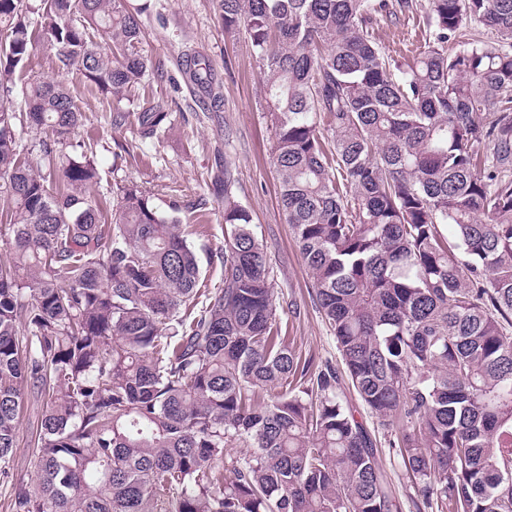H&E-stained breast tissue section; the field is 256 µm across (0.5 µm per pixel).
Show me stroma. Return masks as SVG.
I'll list each match as a JSON object with an SVG mask.
<instances>
[{
	"label": "stroma",
	"instance_id": "obj_1",
	"mask_svg": "<svg viewBox=\"0 0 512 512\" xmlns=\"http://www.w3.org/2000/svg\"><path fill=\"white\" fill-rule=\"evenodd\" d=\"M416 5V17L378 23L377 35L387 54L402 55L423 44L426 34L418 17L427 11L428 0H416ZM142 24L143 50L153 71L133 102L112 103L80 75L59 71L54 50L41 43L35 44L16 85L54 82L74 96L82 119L69 141L92 152L100 173L94 193L108 207H115L123 189L132 186L149 193L163 215L172 199L202 202V211L181 215L200 266L201 293L180 308V316L192 318L206 293L221 281L222 189L228 184L234 200L250 210L254 232L267 254L277 321L287 343L316 363L340 365L336 339L311 295L305 263L277 203L273 131L261 110L260 68L250 41L244 32L225 31L216 0H152ZM189 53L209 64L220 105H213L190 81L184 65ZM155 103L171 112L172 124L159 137L140 139L137 117L128 108ZM118 109L128 118L117 128L109 114ZM130 142L134 151L120 153V145ZM44 411L42 400L26 397L10 468L0 474V512H10L15 491L35 477L39 450L34 438Z\"/></svg>",
	"mask_w": 512,
	"mask_h": 512
}]
</instances>
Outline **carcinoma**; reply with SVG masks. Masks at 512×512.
I'll return each mask as SVG.
<instances>
[{
    "mask_svg": "<svg viewBox=\"0 0 512 512\" xmlns=\"http://www.w3.org/2000/svg\"><path fill=\"white\" fill-rule=\"evenodd\" d=\"M219 8L260 63L279 205L343 371L279 336L266 253L229 177L221 287L188 322L179 308L200 267L181 201L162 216L128 187L108 218L93 157L64 152L81 116L68 90L35 82L17 111L36 38L59 70L133 101L148 70L142 9L0 0L13 233L0 257L1 473L24 396L46 403L36 479L12 512H401L344 381L390 434L417 512H512V0H429L430 37L402 63L373 24L413 0ZM474 26L493 38L448 49ZM186 68L212 85L200 59ZM168 123L160 103L138 114L143 139ZM19 125L43 134L36 168ZM236 443L253 452L230 454Z\"/></svg>",
    "mask_w": 512,
    "mask_h": 512,
    "instance_id": "carcinoma-1",
    "label": "carcinoma"
}]
</instances>
